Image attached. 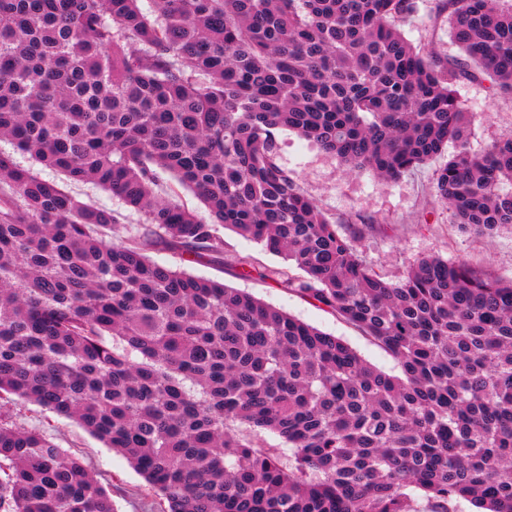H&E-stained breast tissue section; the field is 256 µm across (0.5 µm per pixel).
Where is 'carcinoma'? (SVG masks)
I'll return each instance as SVG.
<instances>
[{
  "label": "carcinoma",
  "mask_w": 512,
  "mask_h": 512,
  "mask_svg": "<svg viewBox=\"0 0 512 512\" xmlns=\"http://www.w3.org/2000/svg\"><path fill=\"white\" fill-rule=\"evenodd\" d=\"M139 2L0 0V141L145 216L121 235L118 214L0 149V400L76 420L166 512H454L460 499L512 512V279L438 256L384 279L277 142L293 131L385 183L453 142L434 191L454 223L512 227V136L469 154L474 116L455 91L482 79L512 95V0H444L460 49L446 63L403 34L418 0ZM220 226L287 262L241 257L240 275L336 315L401 375L150 257L222 259ZM0 512L112 500L79 458L0 413Z\"/></svg>",
  "instance_id": "obj_1"
}]
</instances>
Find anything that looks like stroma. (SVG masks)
Here are the masks:
<instances>
[{
	"mask_svg": "<svg viewBox=\"0 0 512 512\" xmlns=\"http://www.w3.org/2000/svg\"><path fill=\"white\" fill-rule=\"evenodd\" d=\"M441 0H418L417 15L403 27L411 43L443 58L458 56L448 34ZM455 89L462 106L477 116L467 149L483 151L493 141L512 133V97L494 95L486 83L459 80ZM280 164L295 174L303 191L318 205L340 232L352 240L363 259L388 280H397L407 266L424 256L464 258L491 275L512 278V229L493 236L461 231L433 188V166L427 165L385 184L370 173H353L314 143L291 131L278 135ZM21 165L38 168L42 177L55 180L82 202L119 212L128 228L143 217L103 187L75 183L63 173L37 167L35 160L18 154ZM223 264L196 263L190 272L224 281L262 301L285 310L320 330L351 345L366 361L390 373H398L395 360L365 339L352 326L300 295L269 279L240 276L237 259L250 255L270 268L283 267L281 257L230 230H223ZM19 425L50 434L64 450L79 456L99 484L109 493L113 512H164L166 503L131 467L127 459L107 448L75 420L63 418L30 402L10 407Z\"/></svg>",
	"mask_w": 512,
	"mask_h": 512,
	"instance_id": "stroma-1",
	"label": "stroma"
}]
</instances>
